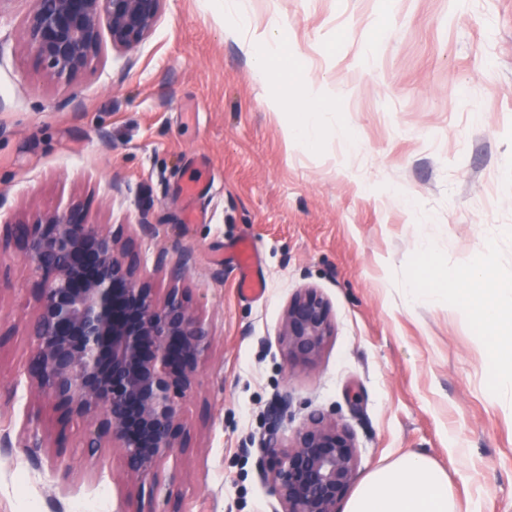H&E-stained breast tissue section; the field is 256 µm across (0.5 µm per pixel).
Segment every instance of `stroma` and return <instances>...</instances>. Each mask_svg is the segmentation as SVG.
<instances>
[{
    "instance_id": "obj_1",
    "label": "stroma",
    "mask_w": 512,
    "mask_h": 512,
    "mask_svg": "<svg viewBox=\"0 0 512 512\" xmlns=\"http://www.w3.org/2000/svg\"><path fill=\"white\" fill-rule=\"evenodd\" d=\"M244 2L253 27L283 26L267 82L225 34L221 0H166L134 51H106L66 86L24 48L28 0H0V221L76 198L95 224L133 233L147 217L146 263L190 253L180 285L213 347L182 405L194 446L161 467L183 512H280L259 460L285 391L282 442L321 411L352 433L358 478L419 452L447 472L458 512H512V393L447 282L485 254L512 279V0ZM308 111L320 133L301 146L289 131ZM244 238L259 297L225 261ZM0 265V512H165L119 453L86 455L82 421L59 453L67 484L54 449L19 444L36 405L34 279L14 252ZM308 287L333 334L314 363H290L278 332Z\"/></svg>"
}]
</instances>
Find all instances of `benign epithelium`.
I'll list each match as a JSON object with an SVG mask.
<instances>
[{
	"instance_id": "obj_1",
	"label": "benign epithelium",
	"mask_w": 512,
	"mask_h": 512,
	"mask_svg": "<svg viewBox=\"0 0 512 512\" xmlns=\"http://www.w3.org/2000/svg\"><path fill=\"white\" fill-rule=\"evenodd\" d=\"M24 39L45 76L70 84L95 69L102 33L127 53L154 30L165 0H32ZM14 247L36 277V315L27 323L33 344L27 383L64 425L86 423L85 448L121 451L125 473L160 487L165 459L191 449L181 403L196 387L212 335L179 286L187 253L155 254L169 276L165 291L145 274L144 257L123 224H92L82 203L44 211L33 223L0 225V246ZM333 335L330 307L314 288L288 303L279 342L288 361L311 363ZM292 404L278 395L260 470L281 512H338L356 478L352 435L314 412L284 446L277 430Z\"/></svg>"
}]
</instances>
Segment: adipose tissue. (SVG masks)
<instances>
[{
	"mask_svg": "<svg viewBox=\"0 0 512 512\" xmlns=\"http://www.w3.org/2000/svg\"><path fill=\"white\" fill-rule=\"evenodd\" d=\"M224 23L229 32L248 37L253 72L258 79L268 75L271 61L282 52L279 30L256 33L240 0H225ZM466 302L479 304L481 320L491 329V355L498 386L512 390V308L500 305L501 284L485 263H477L467 276ZM346 512H455L448 476L423 454L410 453L394 465L373 471L357 488Z\"/></svg>",
	"mask_w": 512,
	"mask_h": 512,
	"instance_id": "ef3b65f1",
	"label": "adipose tissue"
}]
</instances>
